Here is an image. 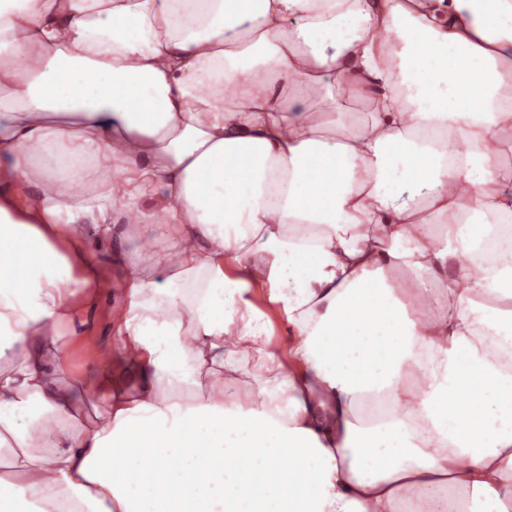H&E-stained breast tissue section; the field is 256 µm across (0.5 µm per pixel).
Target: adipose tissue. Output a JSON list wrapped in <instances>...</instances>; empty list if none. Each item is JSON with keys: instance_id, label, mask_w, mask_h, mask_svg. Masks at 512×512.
Returning <instances> with one entry per match:
<instances>
[{"instance_id": "ef3b65f1", "label": "adipose tissue", "mask_w": 512, "mask_h": 512, "mask_svg": "<svg viewBox=\"0 0 512 512\" xmlns=\"http://www.w3.org/2000/svg\"><path fill=\"white\" fill-rule=\"evenodd\" d=\"M506 133L512 0H0V512H512ZM128 273L127 268L113 262L109 280L112 288H102L94 303L79 307L80 319L84 322L78 328L79 336H63L59 341L62 344L59 366L66 373L83 376L91 383L97 381L99 371L88 365V358L99 349L112 345L113 310L122 299L121 283Z\"/></svg>"}]
</instances>
